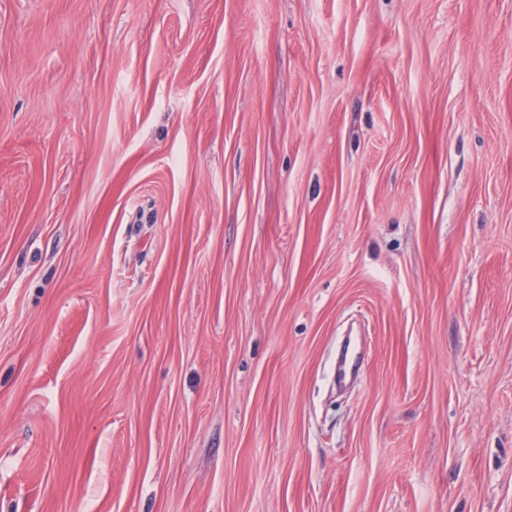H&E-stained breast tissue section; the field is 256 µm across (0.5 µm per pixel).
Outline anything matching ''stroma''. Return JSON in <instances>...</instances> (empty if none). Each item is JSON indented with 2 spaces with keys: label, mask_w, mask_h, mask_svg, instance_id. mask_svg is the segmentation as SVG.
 Here are the masks:
<instances>
[{
  "label": "stroma",
  "mask_w": 512,
  "mask_h": 512,
  "mask_svg": "<svg viewBox=\"0 0 512 512\" xmlns=\"http://www.w3.org/2000/svg\"><path fill=\"white\" fill-rule=\"evenodd\" d=\"M0 512H512V0H0Z\"/></svg>",
  "instance_id": "35a3bbf8"
}]
</instances>
